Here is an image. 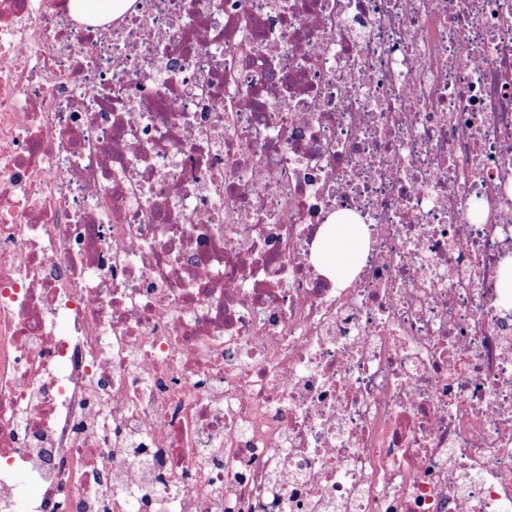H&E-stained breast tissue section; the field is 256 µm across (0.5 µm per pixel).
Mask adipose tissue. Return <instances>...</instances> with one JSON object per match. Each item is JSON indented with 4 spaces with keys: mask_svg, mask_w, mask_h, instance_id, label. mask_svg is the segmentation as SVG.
Returning a JSON list of instances; mask_svg holds the SVG:
<instances>
[{
    "mask_svg": "<svg viewBox=\"0 0 512 512\" xmlns=\"http://www.w3.org/2000/svg\"><path fill=\"white\" fill-rule=\"evenodd\" d=\"M368 240V227L358 217L336 213L322 229L313 262L337 286H348L366 259Z\"/></svg>",
    "mask_w": 512,
    "mask_h": 512,
    "instance_id": "adipose-tissue-1",
    "label": "adipose tissue"
}]
</instances>
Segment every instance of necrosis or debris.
<instances>
[{
  "instance_id": "necrosis-or-debris-1",
  "label": "necrosis or debris",
  "mask_w": 512,
  "mask_h": 512,
  "mask_svg": "<svg viewBox=\"0 0 512 512\" xmlns=\"http://www.w3.org/2000/svg\"><path fill=\"white\" fill-rule=\"evenodd\" d=\"M67 3L0 0V512H512V0ZM89 3L93 8L92 14L88 12ZM113 4L114 0H70V9L76 15L88 18H101L111 15ZM369 230L356 216L337 212L320 234L312 259L322 273L346 287L367 256Z\"/></svg>"
}]
</instances>
